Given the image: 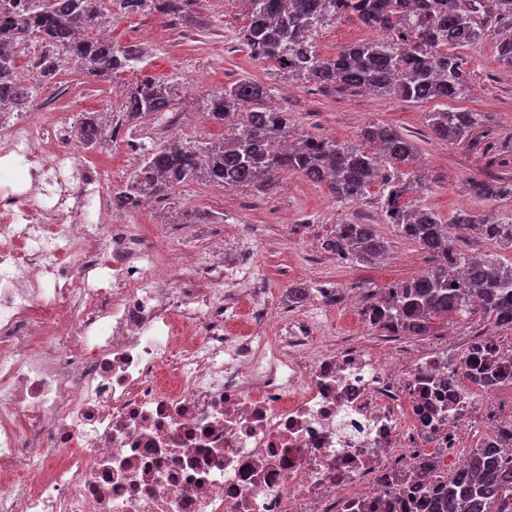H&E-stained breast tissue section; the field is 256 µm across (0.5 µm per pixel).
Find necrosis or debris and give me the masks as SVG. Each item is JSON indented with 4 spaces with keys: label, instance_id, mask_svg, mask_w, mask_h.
I'll return each instance as SVG.
<instances>
[{
    "label": "necrosis or debris",
    "instance_id": "4bbe7bcc",
    "mask_svg": "<svg viewBox=\"0 0 512 512\" xmlns=\"http://www.w3.org/2000/svg\"><path fill=\"white\" fill-rule=\"evenodd\" d=\"M43 112L0 114V512H427L433 474L474 420L503 423L512 342L376 346L322 326L334 293L287 315L225 263L147 248L108 221L104 169ZM29 173L22 184L19 173Z\"/></svg>",
    "mask_w": 512,
    "mask_h": 512
}]
</instances>
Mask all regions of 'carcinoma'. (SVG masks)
Here are the masks:
<instances>
[{"label": "carcinoma", "mask_w": 512, "mask_h": 512, "mask_svg": "<svg viewBox=\"0 0 512 512\" xmlns=\"http://www.w3.org/2000/svg\"><path fill=\"white\" fill-rule=\"evenodd\" d=\"M248 22L239 41L261 63L307 82L366 90L408 102L462 99L469 81L452 48L483 41L500 30L512 32V0H248ZM189 0H12L0 6V110L32 105L35 86L16 80L18 62L35 44L31 59L41 85L53 82L68 62L87 79L112 81L142 62L135 43H102L97 30L112 7L123 14L145 9L180 18ZM353 17L378 32L322 56L315 46L319 29ZM178 87L151 77L125 85L123 122L142 115L171 112ZM270 89L252 80L207 92L202 100L207 120L228 130L218 143L176 139L142 153L126 186L112 191V208L132 212L197 180L225 188L255 186L276 173L299 172L328 186L343 203L364 196L374 183L383 187L386 222L432 255L423 274L384 289L368 309L384 305L397 311L407 336H428L434 325L457 313L480 312L512 327V263L477 259L459 250L461 235L512 248V221L463 210L445 223L422 200L425 176L413 169V142L401 133L368 124L360 143L306 135L282 147L290 113L268 104ZM480 113L441 109L427 115L438 139L461 140L479 122ZM85 148L101 142L99 114L84 112L73 126ZM471 193L496 202L512 197V181L472 177ZM325 246L345 260L371 264L386 252L371 224L336 225ZM429 512H512V459L498 448H473L451 479L435 477Z\"/></svg>", "instance_id": "carcinoma-1"}]
</instances>
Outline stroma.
I'll return each instance as SVG.
<instances>
[{"label": "stroma", "instance_id": "1", "mask_svg": "<svg viewBox=\"0 0 512 512\" xmlns=\"http://www.w3.org/2000/svg\"><path fill=\"white\" fill-rule=\"evenodd\" d=\"M247 0H191L185 18L173 21L150 10L113 16L111 37L140 42L150 33L154 41L147 58L125 73L123 82L148 76L177 84L195 83L198 93L181 97L176 112L202 113L199 95L242 79L270 86L272 102L291 115L294 136H327L352 144L361 126L376 123L407 135L415 144L414 170L424 172L423 198L443 221L459 210H477L493 219L512 218V198L489 203L472 195L467 182L492 173L512 180V66L499 57L495 38L473 46L457 47L469 77V97L447 102H406L359 90L319 87L277 75L274 68L255 60L236 35L247 23ZM375 33L357 20L343 18L320 29L316 47L329 55L340 47L374 38ZM36 107H48L55 122L73 126L79 113L117 115L122 100L109 82L88 81L77 63L67 65L54 83L38 88ZM454 106L480 113L481 123L471 138L452 143L430 135L429 112ZM224 137L222 125L203 121L195 130L155 116L140 129L124 128L119 135L78 157L103 166L110 173L107 189L125 184L136 169L141 148L162 147L176 139L216 142ZM380 185L356 200L339 203L327 185L299 173H277L261 186L238 189L209 187L197 181L178 187L162 200L133 212L117 211L113 221L140 227L147 245L159 249L189 250L205 256V240L239 234L252 252L250 287L262 289L270 307H277L292 287L333 280L336 296L327 305L329 321L337 329L360 331L358 303H369L383 288L411 279L427 270L431 257L419 244L384 223ZM203 214L200 225L169 222L171 213ZM358 221L373 225L387 245L383 263L361 265L335 258L321 246L335 225Z\"/></svg>", "mask_w": 512, "mask_h": 512}]
</instances>
